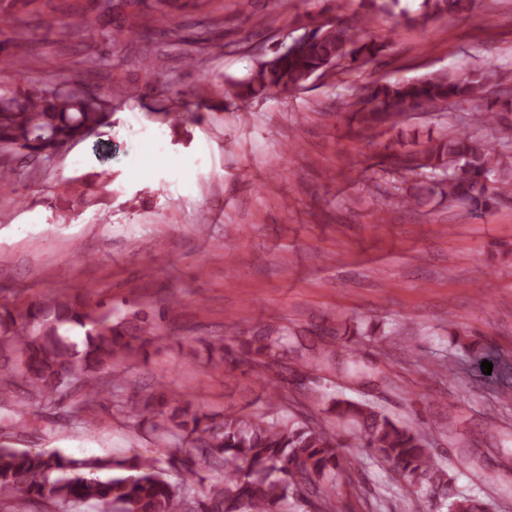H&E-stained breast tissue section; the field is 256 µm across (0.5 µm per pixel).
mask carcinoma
<instances>
[{
    "label": "carcinoma",
    "mask_w": 512,
    "mask_h": 512,
    "mask_svg": "<svg viewBox=\"0 0 512 512\" xmlns=\"http://www.w3.org/2000/svg\"><path fill=\"white\" fill-rule=\"evenodd\" d=\"M33 0H7L0 7V35L18 51L0 57V70L24 80L26 39L14 22ZM472 0H423V10L408 18L414 24L465 10ZM399 0H362L365 11L318 24L307 41L294 49L279 48L262 60L248 78L231 83L224 95L246 100L259 94L283 95L303 89L315 75L341 62L349 71H363L388 43L368 30L381 13ZM128 7L127 0H94L93 10L112 15ZM42 25L65 39L70 22L48 17ZM106 45L118 46L131 37L147 41L158 32L136 13L124 24L98 32ZM473 108L470 123L446 127L428 136L415 150L387 156L383 171L411 174L415 185L400 196L406 207L438 198L455 205L467 203L484 210L512 193V85L509 75L492 61L417 79L369 81L356 88L353 118L366 132L392 129L416 108L446 105ZM178 128L203 115L190 103L164 113ZM107 101L99 92L76 90L50 78L23 94L0 91V188L21 177L16 163L50 162L60 148L86 138L107 125ZM106 173L94 172L48 202L57 218L66 220L87 204L86 196L103 185ZM158 314L142 308L133 319L114 316L112 303L73 298L58 290L43 299L19 305L0 303V404L20 393L38 405L60 406L66 397L82 393L88 402L112 405V397L154 434L160 443L189 449L190 465L178 481L169 478L173 459L133 454L127 457H73L58 451L19 450L0 441V499L20 504L43 501L59 512L89 504L96 512H337L324 485L336 481L342 443L335 432L303 419L270 418L226 411L217 417L182 404L164 386L148 389L128 383L127 363L159 339ZM209 348L220 360L251 368L293 352L290 376L309 377L314 347L299 344L288 330L277 337L256 333L231 348L219 340ZM109 371L113 389H103L98 375ZM329 411L359 430L357 447L371 448L398 473L402 491L418 495L445 489L447 471L425 432L392 419L377 406L334 397ZM205 470L222 478L204 488ZM448 512H490L477 497L461 496Z\"/></svg>",
    "instance_id": "obj_1"
}]
</instances>
